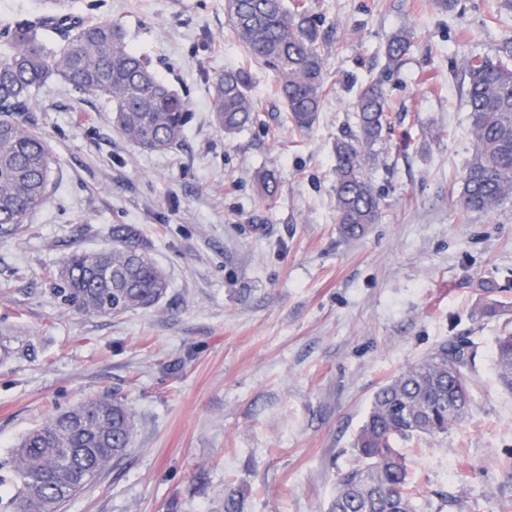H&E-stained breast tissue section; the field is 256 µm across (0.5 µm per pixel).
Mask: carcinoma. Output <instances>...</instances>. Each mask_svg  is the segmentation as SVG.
<instances>
[{"instance_id":"carcinoma-1","label":"carcinoma","mask_w":512,"mask_h":512,"mask_svg":"<svg viewBox=\"0 0 512 512\" xmlns=\"http://www.w3.org/2000/svg\"><path fill=\"white\" fill-rule=\"evenodd\" d=\"M224 14L249 61L271 68L286 120L310 129L326 96L324 41L308 11L283 0H224ZM8 52L0 56V237L17 234L42 205L51 185V155L34 124L33 92L59 78L76 92L112 107V128L149 152L182 145L189 102L158 78L151 63L132 49L123 26L62 9L0 30ZM414 33L387 42L388 68L400 66ZM463 97L474 150L464 171L458 203L492 213L512 200V66L491 56H462ZM248 68L226 71L212 83V116L227 135L254 121ZM355 130L336 139L337 221L348 238L363 235L380 219V198L363 169L365 149L388 125L381 84L362 86L353 102ZM112 247L73 251L58 273L56 293L77 312L119 316L148 308L166 294L168 281L130 224H114ZM500 385L512 392V333L495 340ZM470 342L452 338L429 357L408 366L374 395L353 447L358 464L339 475L328 512H418L420 489L409 477L396 445L437 437L469 413ZM133 420L118 396L101 397L49 416L24 435L0 461V484L13 494L9 512H59L128 450Z\"/></svg>"}]
</instances>
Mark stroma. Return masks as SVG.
Returning a JSON list of instances; mask_svg holds the SVG:
<instances>
[{
    "instance_id": "1",
    "label": "stroma",
    "mask_w": 512,
    "mask_h": 512,
    "mask_svg": "<svg viewBox=\"0 0 512 512\" xmlns=\"http://www.w3.org/2000/svg\"><path fill=\"white\" fill-rule=\"evenodd\" d=\"M118 21L189 102L183 145L146 152L95 97L52 81L32 118L54 159L43 205L0 238V454L49 414L121 395L134 433L120 465L61 512H328L375 392L440 343L467 337V418L400 446L420 512H512V394L494 340L512 332V200H457L474 142L460 59L512 63V0H287L322 20L327 94L313 127L285 121L267 67L248 64L224 0H64ZM415 44L397 71L385 48ZM250 66L257 119L225 135L210 87ZM380 82L390 127L367 158L381 218L358 238L336 222L333 147ZM273 173L274 198L254 174ZM135 225L168 280L153 307L86 316L54 291L76 249ZM506 303L490 315L488 301ZM34 354H27V346ZM414 39V33L410 31H400L394 34L387 42L385 57L389 70L400 66L403 57L410 50Z\"/></svg>"
}]
</instances>
